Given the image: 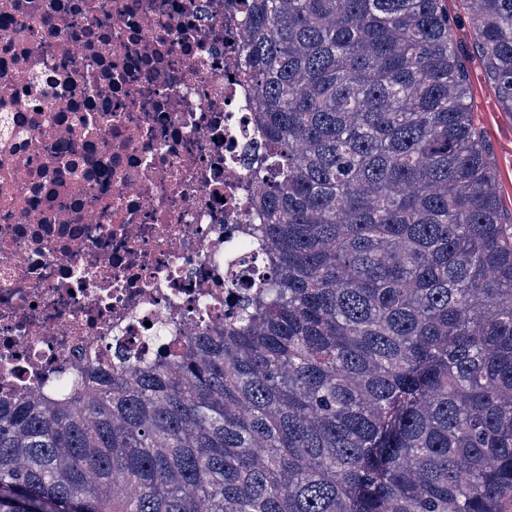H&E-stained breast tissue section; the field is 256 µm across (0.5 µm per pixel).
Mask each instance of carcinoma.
Listing matches in <instances>:
<instances>
[{
    "label": "carcinoma",
    "instance_id": "carcinoma-1",
    "mask_svg": "<svg viewBox=\"0 0 512 512\" xmlns=\"http://www.w3.org/2000/svg\"><path fill=\"white\" fill-rule=\"evenodd\" d=\"M228 2L224 324L0 403V512H512V217L443 0ZM468 2L512 109V0Z\"/></svg>",
    "mask_w": 512,
    "mask_h": 512
}]
</instances>
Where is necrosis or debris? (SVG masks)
Listing matches in <instances>:
<instances>
[{
  "instance_id": "4bbe7bcc",
  "label": "necrosis or debris",
  "mask_w": 512,
  "mask_h": 512,
  "mask_svg": "<svg viewBox=\"0 0 512 512\" xmlns=\"http://www.w3.org/2000/svg\"><path fill=\"white\" fill-rule=\"evenodd\" d=\"M102 2L0 0L2 401L223 323L252 221L226 0Z\"/></svg>"
}]
</instances>
